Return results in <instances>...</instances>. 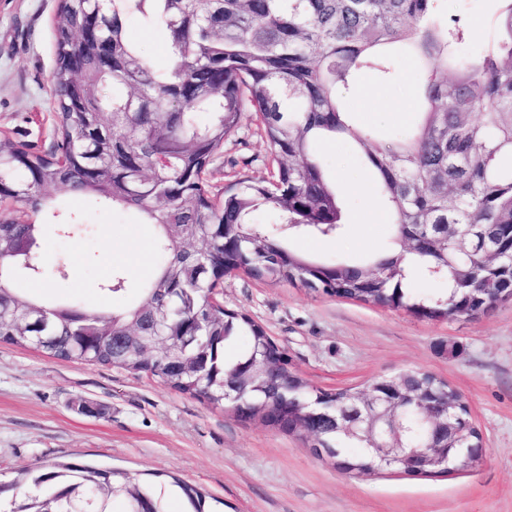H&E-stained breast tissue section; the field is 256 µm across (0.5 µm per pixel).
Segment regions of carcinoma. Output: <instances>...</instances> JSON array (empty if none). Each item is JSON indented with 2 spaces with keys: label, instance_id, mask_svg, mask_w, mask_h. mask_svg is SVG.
Segmentation results:
<instances>
[{
  "label": "carcinoma",
  "instance_id": "1",
  "mask_svg": "<svg viewBox=\"0 0 512 512\" xmlns=\"http://www.w3.org/2000/svg\"><path fill=\"white\" fill-rule=\"evenodd\" d=\"M447 0H63L53 27L59 140L47 152L1 140L0 203L48 213L68 237L77 216L50 206L57 194H82L133 210L157 228L158 271L119 308L45 303L13 288L42 270L33 247L44 224L0 217V342L70 362L146 370L168 388L215 409L280 431V411L325 406L313 432L353 473L381 469L363 442L337 428L359 390L311 396L298 375L268 366L265 330L209 302L215 277L235 270L271 282H299L337 298L404 309L418 318H475L512 290V261L485 264L482 246L512 250V0L498 37L473 57V36L440 21ZM163 28L169 64L160 69L129 36V17ZM396 43L426 69L424 110L409 131L386 143L349 118L338 94L364 69L392 75ZM253 112L278 166L271 179H240L216 201L205 181L214 154ZM358 144L374 172L372 190L390 210L388 249L363 264L322 262L292 250L278 230L252 223L262 207L288 217L296 232L333 236L342 199L313 150L321 139ZM476 244L464 262L451 225ZM205 247V254L198 248ZM411 268L448 280L439 297L403 291ZM245 338L235 359L228 347ZM410 379L455 402L461 395L430 373ZM414 446L427 443L418 415L403 409ZM453 453L480 433L465 407L455 420ZM186 512H205L206 493L173 478ZM13 492L7 512H168L164 495L121 468L55 462L20 470L0 484Z\"/></svg>",
  "mask_w": 512,
  "mask_h": 512
}]
</instances>
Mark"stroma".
<instances>
[{
    "mask_svg": "<svg viewBox=\"0 0 512 512\" xmlns=\"http://www.w3.org/2000/svg\"><path fill=\"white\" fill-rule=\"evenodd\" d=\"M61 2L0 0V136L40 151L57 136L51 74ZM447 7L465 27L482 28L479 43L464 44L463 55L492 43L497 0H448ZM422 78L418 61L401 54L390 80L365 74L369 92L351 88L343 100L360 126L388 141L410 127ZM316 152L342 192L344 230L337 238L294 236L290 244L309 257L362 263L389 246L392 219L370 192L356 145L323 141ZM275 166L249 115L214 157L207 183L219 195L237 179L269 178ZM55 204L79 215L86 229L60 237L46 225L34 250L45 273L17 280V287L46 302L76 300L95 310L134 299L157 267L155 226L83 195H60ZM118 271L126 290L106 298L99 286ZM217 292L225 309L262 325L286 350L290 370L315 390L362 388L409 369L448 383L470 408L483 461L436 477L346 474L297 436L211 408L146 373L0 342V482L37 462L66 460L138 473L164 493L170 512L185 509L172 491L175 477L206 492L208 512H512V300L475 318L430 321L242 272L225 277Z\"/></svg>",
    "mask_w": 512,
    "mask_h": 512,
    "instance_id": "1",
    "label": "stroma"
}]
</instances>
